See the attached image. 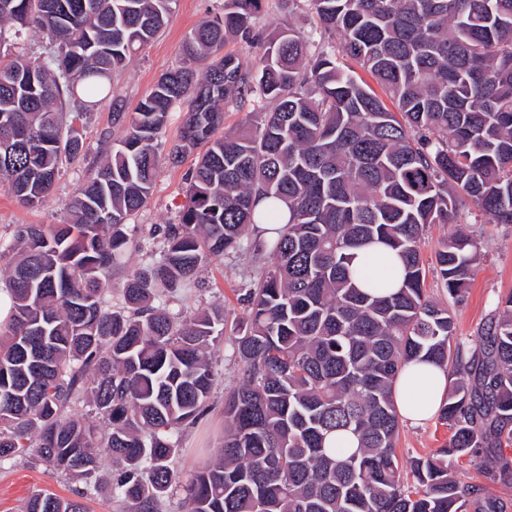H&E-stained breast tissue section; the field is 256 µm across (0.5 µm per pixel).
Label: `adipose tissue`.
I'll use <instances>...</instances> for the list:
<instances>
[{"instance_id": "adipose-tissue-1", "label": "adipose tissue", "mask_w": 512, "mask_h": 512, "mask_svg": "<svg viewBox=\"0 0 512 512\" xmlns=\"http://www.w3.org/2000/svg\"><path fill=\"white\" fill-rule=\"evenodd\" d=\"M352 269L359 287L368 290L382 285L392 293L401 285L400 261L394 252L381 245L357 251ZM447 384V377L438 366L410 365L395 384V401L402 419L413 425L430 420L441 406Z\"/></svg>"}]
</instances>
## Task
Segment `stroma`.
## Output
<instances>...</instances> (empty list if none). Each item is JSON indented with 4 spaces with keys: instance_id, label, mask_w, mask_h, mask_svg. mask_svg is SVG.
Listing matches in <instances>:
<instances>
[{
    "instance_id": "stroma-1",
    "label": "stroma",
    "mask_w": 512,
    "mask_h": 512,
    "mask_svg": "<svg viewBox=\"0 0 512 512\" xmlns=\"http://www.w3.org/2000/svg\"><path fill=\"white\" fill-rule=\"evenodd\" d=\"M224 0H177V5L165 29L138 51L130 65L112 77V95L127 106L148 94L158 77L179 65L181 47L186 34L205 17L221 13ZM317 18L307 6L289 8L287 0H264L254 25L257 30L288 24L306 32L315 27ZM112 110L102 107L83 115L76 125L83 133L87 152L83 161L65 166L52 195L40 206H21L16 199L0 189V243L10 244L14 230L20 224H60L66 221V204L83 183L91 169L109 153L114 140L123 135L111 124ZM194 157L180 165L163 163L152 195L146 206L126 228L131 245L121 262L113 267L110 282L121 288L126 278L149 265L151 257L139 250L140 241L155 224L177 223L186 204V176L193 167ZM463 232L480 240L482 248L473 266L468 291L456 306V327L459 336L474 338L495 312L499 300L512 293V224H434L420 243L425 260L435 258L436 251L449 236ZM260 261L250 248L220 258L205 259L200 271V283L191 293L178 294L171 304L173 310L194 313L224 306L225 339L215 345L212 362L219 376L206 417L178 435L183 449L177 467L183 474L206 465L224 444V395L237 385L240 372L232 356V341L236 324L243 320L248 309L242 300L245 288L257 276ZM451 433L438 419L421 425L402 424L398 441L400 463L410 458L433 453L447 444ZM81 483L57 473L45 464L28 458L0 462V512H23L25 502L34 494L49 490L71 496Z\"/></svg>"
}]
</instances>
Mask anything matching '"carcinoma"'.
I'll return each mask as SVG.
<instances>
[{"label": "carcinoma", "instance_id": "1", "mask_svg": "<svg viewBox=\"0 0 512 512\" xmlns=\"http://www.w3.org/2000/svg\"><path fill=\"white\" fill-rule=\"evenodd\" d=\"M263 0H224L183 43L182 65L131 111L112 99V74L153 39L176 0H0V57L31 31L46 62L23 53L0 65V187L36 207L65 163L85 150L77 116L112 107L125 135L67 205L65 224L16 227L0 326V459L35 455L85 482L62 497L33 495L25 512H88L95 448L120 466L113 498L159 512L181 490L184 512H506L461 483L448 459L512 481V294L478 336L456 334L451 308L425 295L420 241L458 222L459 199L512 224V0H303L319 26L302 35L252 21ZM264 47L254 72L217 54L227 36ZM355 60L395 101L343 67ZM261 104L254 124L222 133L224 106ZM276 106L266 111L262 103ZM186 106L167 159L198 152L180 222L146 240L164 248L130 275L115 301L101 275L128 249L125 227L148 203L168 114ZM288 221L257 250L271 265L243 301L233 355L241 379L224 398V448L183 477L175 433L195 425L216 383L207 349L224 335V306L182 317L156 290L198 286L203 254L242 248L248 227ZM396 251L403 286L372 295L352 281L353 251ZM481 243L464 233L436 252L453 303L467 291ZM412 361L448 378L438 420L448 446L401 469L395 380ZM92 420L72 412L81 399ZM339 432L355 448H330Z\"/></svg>", "mask_w": 512, "mask_h": 512}]
</instances>
